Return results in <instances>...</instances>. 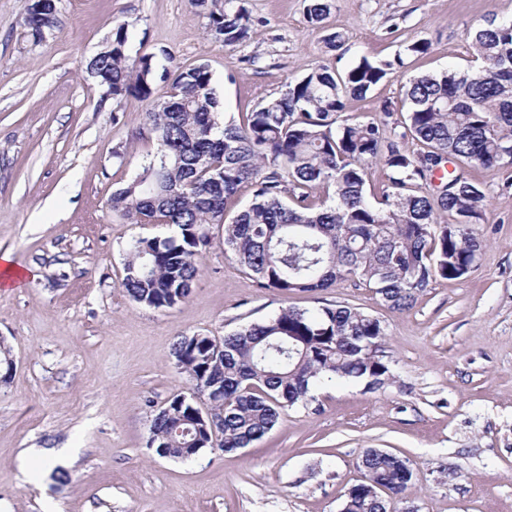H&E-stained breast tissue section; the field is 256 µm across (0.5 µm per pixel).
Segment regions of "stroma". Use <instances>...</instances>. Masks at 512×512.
I'll return each instance as SVG.
<instances>
[{"label":"stroma","mask_w":512,"mask_h":512,"mask_svg":"<svg viewBox=\"0 0 512 512\" xmlns=\"http://www.w3.org/2000/svg\"><path fill=\"white\" fill-rule=\"evenodd\" d=\"M307 3L242 0L253 25L227 47L190 0H57L39 38L24 24L28 0H0V252L24 273L21 286L0 287V340L14 360L0 380V512H340L369 448L409 459L405 498L419 512H512V166L472 168L486 193L475 267L436 279L408 311L350 280L287 296L259 288L218 238L183 303L147 307L121 286L129 244L172 229L110 206L155 148L151 100L106 96L84 70L117 29L130 58L153 56L155 92L180 67L207 65L229 118L315 66L342 72L429 42L347 100L344 117L367 121L410 78L469 67V34L488 15L512 19V0H328L312 23ZM333 33L343 37L335 49ZM329 304L382 322L393 382L369 391L322 380L308 406L230 453L181 461L149 447L155 411L189 391L172 355L178 337L220 339L285 307ZM46 455L57 463L39 470Z\"/></svg>","instance_id":"35a3bbf8"}]
</instances>
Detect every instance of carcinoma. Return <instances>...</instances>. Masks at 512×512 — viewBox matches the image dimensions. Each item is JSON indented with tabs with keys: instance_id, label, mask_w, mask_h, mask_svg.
<instances>
[{
	"instance_id": "1",
	"label": "carcinoma",
	"mask_w": 512,
	"mask_h": 512,
	"mask_svg": "<svg viewBox=\"0 0 512 512\" xmlns=\"http://www.w3.org/2000/svg\"><path fill=\"white\" fill-rule=\"evenodd\" d=\"M209 8L210 39L233 46L252 19L236 0H191ZM326 0H308L313 23ZM118 28L112 51L95 63V80L112 96L153 94L152 58L133 60ZM479 64L409 79L404 98L380 105L384 119L342 118L345 99L363 98L393 68L362 58L340 73L312 68L238 120L219 121L212 75L204 64L180 68L162 99L147 110L156 141L140 172L112 193V210L134 224H171L176 234L131 242L121 282L133 301L164 308L192 294L214 224L224 251L261 288L285 295L324 290L353 280L396 311L414 307L437 278L459 279L472 269L482 240L485 192L469 168L512 165V20L489 17L472 34ZM407 107L400 140L385 137L387 119ZM417 142L410 149L407 140ZM447 193L422 190L444 164ZM386 171L381 196L366 184ZM252 199L231 222L227 210L242 188ZM454 217L440 224L437 212ZM387 336L381 322L356 308L315 311L286 307L275 316L224 335L180 337L173 348L189 383L224 389L206 403L207 428L193 425L199 407L175 395L152 417L149 447L180 458L183 448L211 446L212 430L226 452L247 448L279 424L285 411L312 399L322 379L382 388L390 362L371 354ZM224 353H216V347ZM409 461L371 450L358 463L364 480L346 494V512L398 510L412 480Z\"/></svg>"
}]
</instances>
